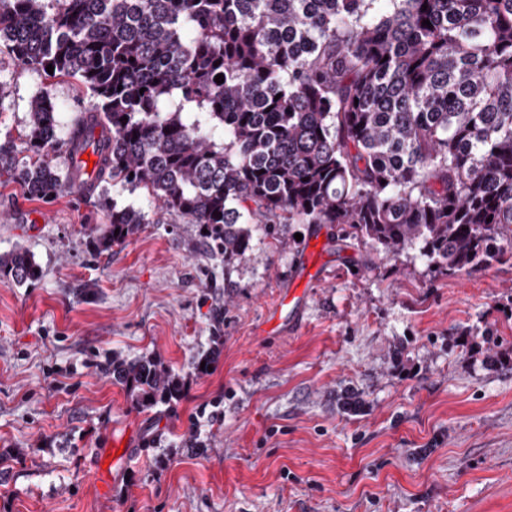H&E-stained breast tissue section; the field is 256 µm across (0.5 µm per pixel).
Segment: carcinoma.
<instances>
[{
  "label": "carcinoma",
  "instance_id": "1",
  "mask_svg": "<svg viewBox=\"0 0 512 512\" xmlns=\"http://www.w3.org/2000/svg\"><path fill=\"white\" fill-rule=\"evenodd\" d=\"M1 51L96 100L63 127L42 89L28 102L30 162L0 145V174L34 200L73 185L90 148L84 192L144 191L207 229L226 268L249 256L252 224L271 237L334 224L448 275L512 244V0H0ZM98 203V254L148 223ZM39 270L25 248L0 254V279L28 285ZM101 369L145 406L180 393L150 353Z\"/></svg>",
  "mask_w": 512,
  "mask_h": 512
}]
</instances>
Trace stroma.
I'll use <instances>...</instances> for the list:
<instances>
[{
	"label": "stroma",
	"mask_w": 512,
	"mask_h": 512,
	"mask_svg": "<svg viewBox=\"0 0 512 512\" xmlns=\"http://www.w3.org/2000/svg\"><path fill=\"white\" fill-rule=\"evenodd\" d=\"M0 79L18 166L36 91L65 125L94 104L4 52ZM114 197L148 222L95 255L96 198L44 203L0 177V254L26 248L43 270L0 280V512H512V363L481 340L512 343V252L448 276L330 224H257L228 268L142 191ZM313 239L321 273L295 327L270 311ZM144 352L178 377L176 400L142 406L97 368Z\"/></svg>",
	"instance_id": "obj_1"
}]
</instances>
